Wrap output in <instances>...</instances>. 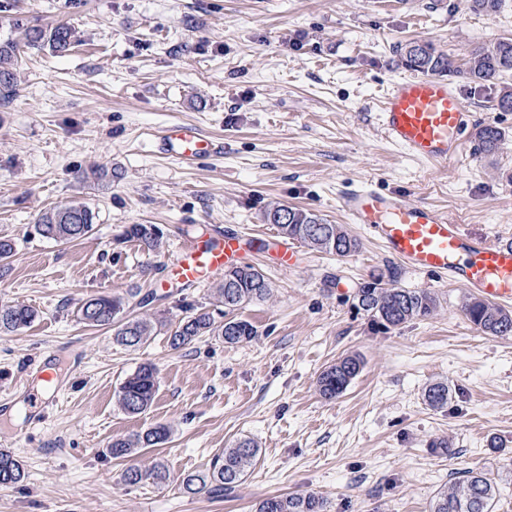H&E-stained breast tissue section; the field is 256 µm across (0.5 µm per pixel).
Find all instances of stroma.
I'll return each instance as SVG.
<instances>
[{"instance_id":"35a3bbf8","label":"stroma","mask_w":512,"mask_h":512,"mask_svg":"<svg viewBox=\"0 0 512 512\" xmlns=\"http://www.w3.org/2000/svg\"><path fill=\"white\" fill-rule=\"evenodd\" d=\"M59 24L74 44L25 50L14 94L0 99V237L16 246L0 303L38 312L29 327L0 331V398L18 395L46 350L62 354L70 385L43 426L26 427L21 408L0 422V442L26 473L0 486V512H254L267 497L305 493L326 512H428L470 469L499 480L495 512H512V337L480 333L464 314L465 288L407 271L336 206L343 184H377L473 237L512 238V112L491 109L489 90L451 78L477 126L504 134L492 154L468 142L452 168L388 142L377 111L389 81L409 73L397 46L430 43L465 59L512 38V0L492 16L466 0H0L1 42ZM170 122L223 141V154L191 167L160 157L154 141ZM70 202L92 209V233L67 244L40 236L41 214ZM276 202L344 225L358 250L340 257L300 244L290 266L275 250L249 252L272 285L238 311L255 336L173 349L187 308L217 305V281H171L180 244L204 230L262 236ZM130 224L158 226L161 247L123 240ZM373 272L435 294L436 311L375 331L354 300ZM149 291L161 324L140 350L77 315L84 300L109 294L133 316ZM355 354L361 373L340 397H322L321 371ZM145 362L159 389L131 416L118 390ZM438 381L449 394L435 409L424 392ZM157 424L170 437L138 463L162 462L169 481L125 485L127 462L107 444ZM243 438L260 455L232 494L184 493L180 478Z\"/></svg>"}]
</instances>
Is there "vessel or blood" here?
Wrapping results in <instances>:
<instances>
[{
	"label": "vessel or blood",
	"mask_w": 512,
	"mask_h": 512,
	"mask_svg": "<svg viewBox=\"0 0 512 512\" xmlns=\"http://www.w3.org/2000/svg\"><path fill=\"white\" fill-rule=\"evenodd\" d=\"M380 127L387 139L412 158L449 166L457 161L474 124L460 89L447 79L412 75L393 80L380 102ZM157 154L184 166L223 153L221 141L195 126L173 122L154 145ZM340 209L362 225L381 249L409 271L433 274L494 303H512V242L468 236L439 210L408 199L398 190L370 184L346 185L337 193ZM246 254L238 232L217 230L186 240L172 273L187 286L223 272Z\"/></svg>",
	"instance_id": "vessel-or-blood-1"
}]
</instances>
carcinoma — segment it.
Wrapping results in <instances>:
<instances>
[{
	"label": "carcinoma",
	"mask_w": 512,
	"mask_h": 512,
	"mask_svg": "<svg viewBox=\"0 0 512 512\" xmlns=\"http://www.w3.org/2000/svg\"><path fill=\"white\" fill-rule=\"evenodd\" d=\"M470 9L486 15L500 11L503 0H467ZM72 31L65 25L48 30L33 29L25 34L24 41L0 43V95L7 98L15 92V66L20 49L48 46L63 51L71 44ZM401 62L424 74H463L469 80L493 85L512 72V39L502 38L489 45L474 47L468 56L466 68L460 69L448 54L425 43L412 52L400 48ZM475 141L480 151H496L503 138L501 129L486 125L477 128ZM264 220L274 224L282 237L300 241L320 251L341 256L359 248L357 239L350 236L340 224H329L315 213L298 207L277 204L264 213ZM94 214L85 205L70 204L53 208L42 214L39 233L56 242L69 243L86 237L93 230ZM153 224H131L124 231V238L149 249L160 246L162 235L155 232ZM272 288L263 272L253 265L232 267L224 271L223 279L215 289L218 302L229 311L237 310L251 302L263 300ZM356 306L370 318L378 332H387L413 319L429 316L437 307V299L425 290L400 287H383V275L372 274L362 282L354 296ZM126 302L121 297L99 295L87 299L78 308L80 319L92 326L114 327L113 340L133 351L145 345L153 335L155 323L149 318L124 316ZM464 313L479 331L487 336H512V311L481 298L472 297L464 303ZM37 318V311L21 304H0V330L18 331L30 326ZM256 335L253 324L245 319L229 317L222 322L205 310H198L183 318L171 333V345L178 349L201 336H221L227 344L247 341ZM363 362L356 355L346 356L324 369L317 379L320 394L326 399L341 395L360 373ZM158 373L150 363L141 364L121 384L118 403L129 415H140L152 405L158 391ZM425 400L432 408H442L448 403V384L434 383L425 390ZM169 428L163 424L112 439L107 446L109 456L115 459L130 458L147 448L164 443ZM259 446L250 439H240L217 456L210 469L202 474L182 478L183 489L189 493L206 490L216 496L232 492L243 483L254 465ZM25 471L22 462L8 451H0V486L22 482ZM165 467L157 462L148 468L131 465L122 479L135 486L145 482L164 483L168 480ZM501 495L498 484L479 470L448 482L434 496L430 512H494ZM255 512H324L323 500L314 494L271 496L260 501Z\"/></svg>",
	"instance_id": "cac0c4a2"
}]
</instances>
